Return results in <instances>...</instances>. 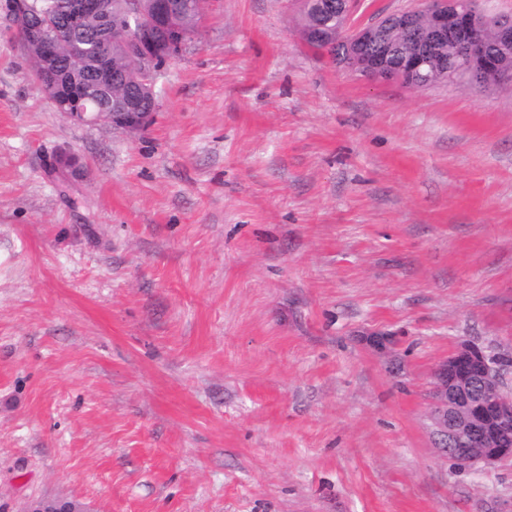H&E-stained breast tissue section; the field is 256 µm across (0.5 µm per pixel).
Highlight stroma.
Here are the masks:
<instances>
[{
  "instance_id": "1",
  "label": "stroma",
  "mask_w": 512,
  "mask_h": 512,
  "mask_svg": "<svg viewBox=\"0 0 512 512\" xmlns=\"http://www.w3.org/2000/svg\"><path fill=\"white\" fill-rule=\"evenodd\" d=\"M300 23L205 0L129 133L0 9V512H512L429 421L461 343L512 356V80L371 81ZM27 512H90L88 507L76 500L66 498H42L32 501Z\"/></svg>"
}]
</instances>
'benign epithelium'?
<instances>
[{
	"label": "benign epithelium",
	"mask_w": 512,
	"mask_h": 512,
	"mask_svg": "<svg viewBox=\"0 0 512 512\" xmlns=\"http://www.w3.org/2000/svg\"><path fill=\"white\" fill-rule=\"evenodd\" d=\"M319 8L330 29L345 23L350 0H322ZM177 14L170 0H129L126 14L112 16L107 0H67L61 18L33 21L31 0H13L11 16L20 40L37 65L38 82L48 99L73 121L127 131L145 129L158 108L154 73L178 53L188 35L172 23ZM429 27L419 26L421 15ZM488 19L499 34L501 49L512 45V16H488L476 0H428L420 10L388 15L358 30L350 54L389 27L411 37L413 48L398 66L389 64L385 52L365 59L369 77L383 81L416 82L420 68L435 47L452 42L467 68L465 78L477 81L485 70H495L500 54L477 47L478 21ZM120 25L125 37L122 68L125 81L110 80L112 26ZM512 360L470 343L461 344L434 372L430 420L435 446L461 466H492L512 460V389L505 382ZM27 512H90L76 500L42 498Z\"/></svg>",
	"instance_id": "obj_1"
}]
</instances>
